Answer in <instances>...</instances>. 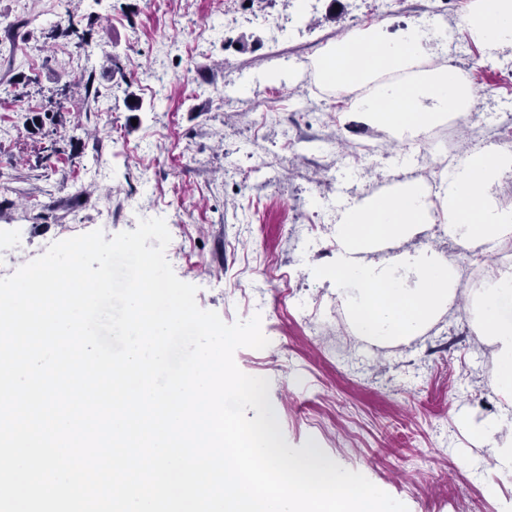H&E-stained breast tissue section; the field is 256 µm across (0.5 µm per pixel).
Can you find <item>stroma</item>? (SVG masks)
Segmentation results:
<instances>
[{"mask_svg": "<svg viewBox=\"0 0 512 512\" xmlns=\"http://www.w3.org/2000/svg\"><path fill=\"white\" fill-rule=\"evenodd\" d=\"M469 0H0V278L50 243L163 218L165 255L228 323L260 315L270 344L239 348L269 380L287 442L314 440L409 512H512L470 420L500 412L494 356L461 304L405 345L353 336L318 269L334 261L338 202L391 185L400 152L356 156L382 134L344 110L310 62L372 22L396 36L446 21L431 61L479 88L454 120L458 153L512 142V46L487 57L456 20ZM91 30L89 48L53 29ZM57 141L60 152L43 148Z\"/></svg>", "mask_w": 512, "mask_h": 512, "instance_id": "35a3bbf8", "label": "stroma"}]
</instances>
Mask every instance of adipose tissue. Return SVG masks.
Masks as SVG:
<instances>
[{
    "label": "adipose tissue",
    "instance_id": "obj_1",
    "mask_svg": "<svg viewBox=\"0 0 512 512\" xmlns=\"http://www.w3.org/2000/svg\"><path fill=\"white\" fill-rule=\"evenodd\" d=\"M458 25L495 53L512 44V0H470ZM428 28V21L418 19L391 38L375 23L334 40L311 62L322 88L357 90L351 111L388 129L405 162L418 152L424 134L448 119L465 118L476 99L473 84L457 67H423ZM511 171V146L477 150L449 160L437 191L419 180H399L384 194L355 200L341 211L330 235L335 260L320 276L335 286L353 335L404 345L453 307L461 260L512 237V204L500 201L512 191L503 181ZM431 224L447 231L458 253L398 250L399 242ZM468 310L478 338L493 349L485 384L503 414H510L512 265L491 267Z\"/></svg>",
    "mask_w": 512,
    "mask_h": 512
}]
</instances>
